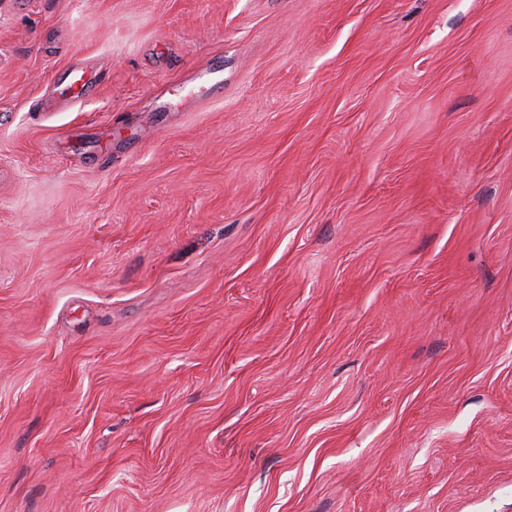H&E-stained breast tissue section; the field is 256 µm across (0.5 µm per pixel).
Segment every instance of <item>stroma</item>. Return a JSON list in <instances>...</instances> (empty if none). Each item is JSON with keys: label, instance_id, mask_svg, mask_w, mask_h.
Wrapping results in <instances>:
<instances>
[{"label": "stroma", "instance_id": "stroma-1", "mask_svg": "<svg viewBox=\"0 0 512 512\" xmlns=\"http://www.w3.org/2000/svg\"><path fill=\"white\" fill-rule=\"evenodd\" d=\"M0 512H512V0H0ZM213 74H215V72L205 70L192 78L191 82L193 86L189 93L183 96L180 103L182 108H185L192 102L206 99L209 96L211 89L215 86L213 83L215 79V77L212 76Z\"/></svg>", "mask_w": 512, "mask_h": 512}]
</instances>
